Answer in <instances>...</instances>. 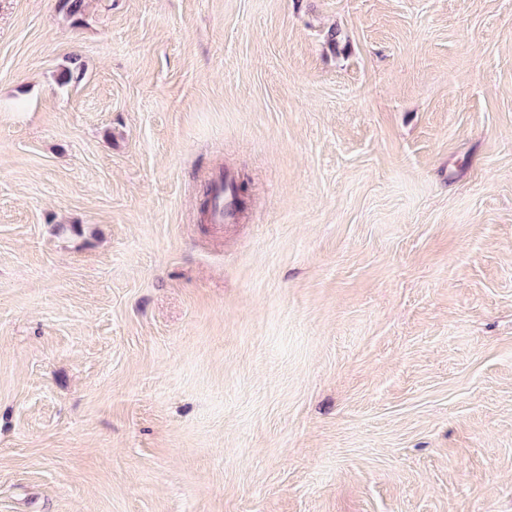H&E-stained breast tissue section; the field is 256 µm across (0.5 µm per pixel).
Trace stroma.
I'll list each match as a JSON object with an SVG mask.
<instances>
[{"label":"stroma","mask_w":512,"mask_h":512,"mask_svg":"<svg viewBox=\"0 0 512 512\" xmlns=\"http://www.w3.org/2000/svg\"><path fill=\"white\" fill-rule=\"evenodd\" d=\"M0 512H512V0H0ZM231 181L230 180H224V187L226 186V189L224 190V210L222 212L218 211L215 214V222L216 224H234L238 220V192L240 190L239 187L234 185V198L233 193L231 191ZM237 205H235L234 203Z\"/></svg>","instance_id":"35a3bbf8"}]
</instances>
